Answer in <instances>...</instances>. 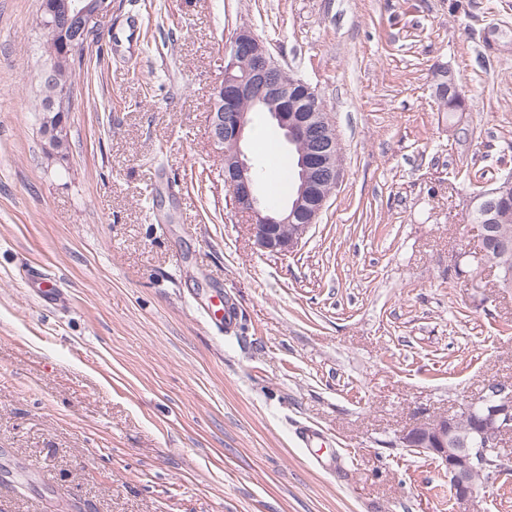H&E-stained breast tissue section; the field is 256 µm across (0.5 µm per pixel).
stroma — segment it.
Returning <instances> with one entry per match:
<instances>
[{
	"label": "stroma",
	"instance_id": "35a3bbf8",
	"mask_svg": "<svg viewBox=\"0 0 512 512\" xmlns=\"http://www.w3.org/2000/svg\"><path fill=\"white\" fill-rule=\"evenodd\" d=\"M39 7L0 0V512H512V445L460 505L398 444L512 382V288L448 279L512 178V0H112L63 156ZM244 25L336 128L343 177L288 256L255 248L207 134Z\"/></svg>",
	"mask_w": 512,
	"mask_h": 512
}]
</instances>
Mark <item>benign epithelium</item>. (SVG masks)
Wrapping results in <instances>:
<instances>
[{"mask_svg": "<svg viewBox=\"0 0 512 512\" xmlns=\"http://www.w3.org/2000/svg\"><path fill=\"white\" fill-rule=\"evenodd\" d=\"M110 7L111 0L49 2L40 22L61 32L63 49L52 53L41 69L42 84L55 86L57 61L81 49L87 30ZM261 106L270 110L295 156L291 197L280 211L272 213L261 206L254 165L242 148L250 109ZM69 111V96L55 90L44 116L47 135L59 137L66 132ZM206 125L224 162V185L236 207L252 217L256 247L271 254L294 253L319 220L342 177L336 130L315 90L287 73L251 27L242 26L224 47V79L215 89ZM467 257L475 259L481 271L503 269L485 248H466L454 258L455 274H462L459 261ZM463 417L480 423V430L469 441L455 434L454 425ZM511 435L512 383L489 379L476 401L454 415L439 416L402 432L399 442L436 455L456 502L463 504L475 493L473 475L488 465L501 466L500 448Z\"/></svg>", "mask_w": 512, "mask_h": 512, "instance_id": "1", "label": "benign epithelium"}]
</instances>
